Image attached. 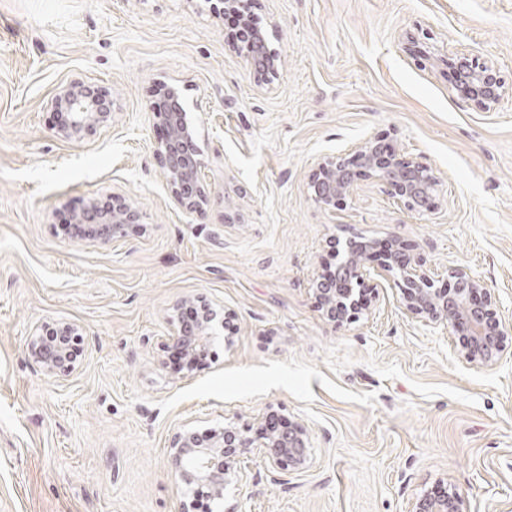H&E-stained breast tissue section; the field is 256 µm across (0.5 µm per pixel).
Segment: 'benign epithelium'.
Instances as JSON below:
<instances>
[{
  "label": "benign epithelium",
  "instance_id": "benign-epithelium-1",
  "mask_svg": "<svg viewBox=\"0 0 512 512\" xmlns=\"http://www.w3.org/2000/svg\"><path fill=\"white\" fill-rule=\"evenodd\" d=\"M247 57L260 74L279 67L280 59L271 51L249 52ZM446 64L455 73L457 87L484 106L494 107L509 95L497 67L490 61L450 57ZM159 91L165 103L159 105L153 119L164 135L157 141L155 153L177 205L201 214L208 199L202 183L204 163L194 129L181 104L174 100L176 88L162 84ZM49 105L60 116L58 133L67 139L82 141L112 121V93L105 86L69 82L58 89ZM362 176L384 183L390 194L410 209L429 207L439 186V179L430 168L397 154L387 144L368 139L348 160L320 157L311 163L309 183L314 200L323 208L334 205L353 191ZM139 220L138 211L122 196L112 197L104 209L91 199L73 213L70 230L78 241L106 245L126 236ZM371 245L370 241L352 237L345 240L342 258L336 264V287H324L326 273L317 276L315 300L329 320L339 322L349 313L355 315L376 305L377 289L365 292L371 278L366 258ZM376 276L399 289L402 306L409 314L427 326H441L462 336L461 355L469 365L488 368L512 352V330L494 313L496 296L482 278L467 269L448 267V278L457 288L446 295L433 287L423 258L407 257L396 249ZM190 303L199 306L200 319L190 325L179 323L169 337V346L182 351L184 367L189 371L193 370L199 352L215 336L217 317L206 297L196 295ZM58 328L59 338L55 342L46 341L36 329L27 343L29 358L50 375L75 370L67 340L83 338V329L75 323L62 321ZM312 450L310 433L303 424L294 423L282 432L274 423L272 411L251 430L241 431L232 425L202 432L179 430L172 439L170 458L179 483L193 489V498L181 501L180 512H195L201 497L222 502L227 491L240 489L244 479L240 462L244 458L258 459L272 473L300 471L308 468ZM411 512H470V507L455 489L438 487L424 492Z\"/></svg>",
  "mask_w": 512,
  "mask_h": 512
}]
</instances>
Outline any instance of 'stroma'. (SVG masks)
Returning a JSON list of instances; mask_svg holds the SVG:
<instances>
[{
  "label": "stroma",
  "instance_id": "stroma-1",
  "mask_svg": "<svg viewBox=\"0 0 512 512\" xmlns=\"http://www.w3.org/2000/svg\"><path fill=\"white\" fill-rule=\"evenodd\" d=\"M253 12L281 60L263 77L209 0H0V512H178L173 435L271 410L305 425L312 461L277 483L243 463L223 512H410L441 481L472 512H512V356L473 368L459 336L412 318L376 276V307L353 319L328 321L312 294L337 241L395 237L436 287L462 266L512 317V104H477L434 62L488 59L512 86V0ZM74 80L112 92L111 125L81 142L49 106ZM162 81L194 121L201 215L174 204L154 152ZM368 138L439 177L429 209L369 178L314 202L312 159ZM115 195L137 207L135 232L100 246L64 231ZM198 294L237 333L180 376L166 342ZM59 321L84 329L67 376L27 355L33 329Z\"/></svg>",
  "mask_w": 512,
  "mask_h": 512
}]
</instances>
